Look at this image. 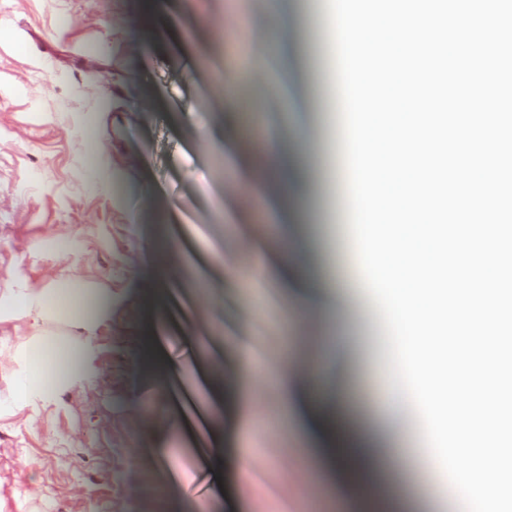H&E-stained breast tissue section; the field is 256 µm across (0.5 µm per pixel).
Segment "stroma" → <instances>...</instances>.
Returning a JSON list of instances; mask_svg holds the SVG:
<instances>
[{
  "mask_svg": "<svg viewBox=\"0 0 512 512\" xmlns=\"http://www.w3.org/2000/svg\"><path fill=\"white\" fill-rule=\"evenodd\" d=\"M135 0H0V305L17 288L69 289L65 318L36 326L0 318V512H340L327 474L306 462L304 443L285 433L281 398L253 375L241 351L267 364L290 357L306 370L324 338L343 325L350 342L327 383L359 400L375 377L379 397L363 406L361 431L377 448L424 447L417 416L389 425L397 396L380 311L338 324L295 316L276 280L255 273L257 253L278 264L282 241L250 183L276 131L280 107L266 84L236 88L221 119L209 120L214 66L250 64L248 41L229 44L223 17L245 18L272 41L265 0H157L148 27L130 17ZM305 31L295 54L311 89L305 153L310 175L277 194L291 231L319 247L310 266L354 279L334 45L309 27L328 0H283ZM154 49L141 51L144 40ZM232 139L212 153L200 131ZM224 199L225 220L212 203ZM184 260L164 320L153 324L143 289L152 239ZM222 283L211 306L194 280ZM112 308L96 309L98 291ZM95 328L86 381L29 404L16 391L15 350L31 336L64 337L67 319ZM224 448L222 476L197 459L198 439ZM405 512H462L456 495L419 494L409 469L382 477Z\"/></svg>",
  "mask_w": 512,
  "mask_h": 512,
  "instance_id": "stroma-1",
  "label": "stroma"
}]
</instances>
